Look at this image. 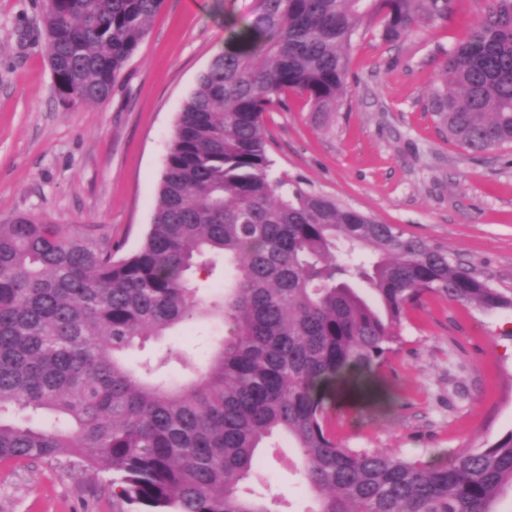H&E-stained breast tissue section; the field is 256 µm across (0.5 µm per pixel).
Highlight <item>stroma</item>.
<instances>
[{"mask_svg":"<svg viewBox=\"0 0 512 512\" xmlns=\"http://www.w3.org/2000/svg\"><path fill=\"white\" fill-rule=\"evenodd\" d=\"M489 0H454L447 20L384 42L360 31L350 52L352 103L327 125L304 96L288 93L264 117L276 174L452 255L512 288V145L472 152L434 123L427 92L445 50ZM260 0H164L104 103L63 106L40 31L43 0H0V224L25 215L76 225L112 241V256L136 251L152 222L178 115L233 25ZM402 351L375 376L381 398L356 393L333 412L338 442L389 448L447 463L460 448L489 446L512 431V310L484 312L427 294L402 326ZM211 328L147 343L130 364L179 349L189 377L207 356ZM301 460L291 448L264 454L267 496L307 512ZM111 469L77 462H0V512H122Z\"/></svg>","mask_w":512,"mask_h":512,"instance_id":"35a3bbf8","label":"stroma"}]
</instances>
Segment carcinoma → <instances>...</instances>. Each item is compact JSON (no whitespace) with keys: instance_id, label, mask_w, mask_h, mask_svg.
Here are the masks:
<instances>
[{"instance_id":"carcinoma-1","label":"carcinoma","mask_w":512,"mask_h":512,"mask_svg":"<svg viewBox=\"0 0 512 512\" xmlns=\"http://www.w3.org/2000/svg\"><path fill=\"white\" fill-rule=\"evenodd\" d=\"M452 2L261 0L180 112L152 224L126 258L61 224H0V461L104 462L112 494L145 512H283L250 484L259 450L284 436L313 512H501L512 431L435 465L341 446L330 411L399 353L423 295L495 312L512 310V289L442 244L275 175L264 138V114L289 92L317 118L349 105L359 30L406 39L448 19ZM162 4L45 0L63 105L110 97ZM427 99L458 144H512V0H492L448 48ZM212 257L233 278L204 306L190 284L212 274ZM200 318L224 336L192 378L160 375L181 359L172 349L127 364L135 346Z\"/></svg>"}]
</instances>
